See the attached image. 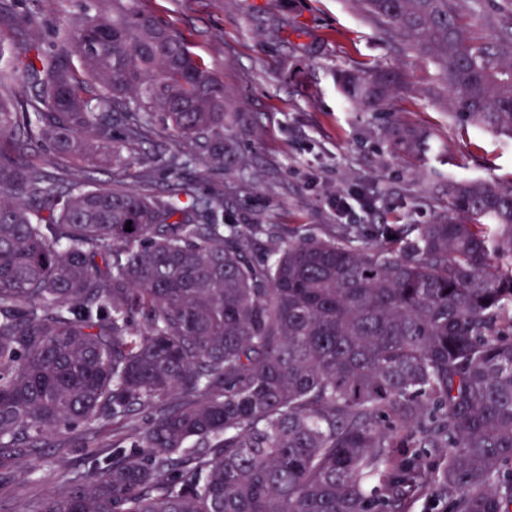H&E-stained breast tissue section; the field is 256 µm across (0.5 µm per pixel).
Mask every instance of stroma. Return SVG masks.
<instances>
[{"label": "stroma", "mask_w": 512, "mask_h": 512, "mask_svg": "<svg viewBox=\"0 0 512 512\" xmlns=\"http://www.w3.org/2000/svg\"><path fill=\"white\" fill-rule=\"evenodd\" d=\"M15 13H36L41 35L60 22L94 13L98 0H10ZM171 26L188 48L224 82L236 118L225 126L244 164L220 174L202 165L186 173L199 193L224 195V221L262 224L254 248L265 253L295 234L323 237L343 224H429L448 204V179L512 183V139L464 126L434 101L433 65H414L389 42L355 0H140ZM387 65L411 83L380 112H360L339 86L343 69ZM428 129L434 150L416 160L393 152L385 133L396 121ZM174 136L155 126L136 152L92 171L97 183L121 179L138 187L140 158L156 167L155 187L170 174L162 159ZM356 198L339 214L336 196ZM82 472V449L56 438L27 461L19 458L0 481V512L24 498L56 489V468Z\"/></svg>", "instance_id": "obj_1"}]
</instances>
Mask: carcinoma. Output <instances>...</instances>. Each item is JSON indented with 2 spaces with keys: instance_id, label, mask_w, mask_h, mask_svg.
I'll use <instances>...</instances> for the list:
<instances>
[{
  "instance_id": "1",
  "label": "carcinoma",
  "mask_w": 512,
  "mask_h": 512,
  "mask_svg": "<svg viewBox=\"0 0 512 512\" xmlns=\"http://www.w3.org/2000/svg\"><path fill=\"white\" fill-rule=\"evenodd\" d=\"M136 3L39 41L1 32L39 20L0 0V85L22 79L0 91V469L62 435L93 462L16 512H512V185L450 180L431 224L257 257L262 225L221 223L224 195L181 176L240 164L224 83ZM357 4L435 65L455 118L512 138V12L479 40L483 0ZM340 81L361 112L408 90L392 68ZM160 123L195 146L163 191L149 161L138 191L91 181L97 149Z\"/></svg>"
}]
</instances>
